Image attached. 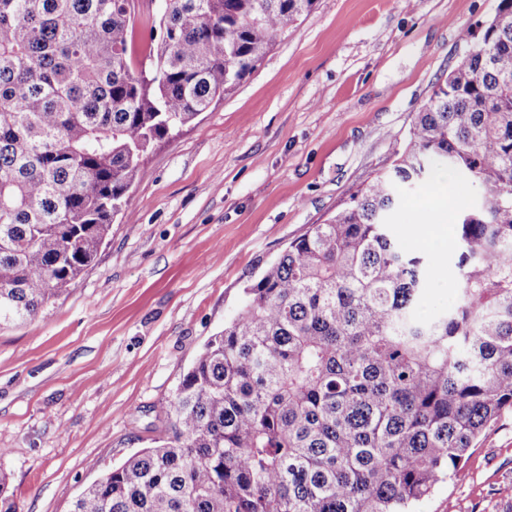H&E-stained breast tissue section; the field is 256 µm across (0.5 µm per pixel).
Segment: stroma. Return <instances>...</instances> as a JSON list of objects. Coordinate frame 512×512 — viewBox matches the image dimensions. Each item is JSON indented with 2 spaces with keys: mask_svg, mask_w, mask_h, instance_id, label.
<instances>
[{
  "mask_svg": "<svg viewBox=\"0 0 512 512\" xmlns=\"http://www.w3.org/2000/svg\"><path fill=\"white\" fill-rule=\"evenodd\" d=\"M498 0H315L253 74L156 144L94 264L35 320L0 325V497L71 512L74 496L164 436V408L198 352L288 243L389 167L461 31ZM431 186L390 232L430 261L418 312L457 303L459 249L410 232ZM464 480L414 512H512V412L478 437Z\"/></svg>",
  "mask_w": 512,
  "mask_h": 512,
  "instance_id": "35a3bbf8",
  "label": "stroma"
}]
</instances>
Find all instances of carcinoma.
<instances>
[{"label":"carcinoma","instance_id":"1","mask_svg":"<svg viewBox=\"0 0 512 512\" xmlns=\"http://www.w3.org/2000/svg\"><path fill=\"white\" fill-rule=\"evenodd\" d=\"M136 0H0V323L75 284L139 177L256 69L315 0H164L135 56ZM464 35L389 169L245 290L166 407L170 434L71 512H411L512 410V0ZM440 168L457 304L416 316L427 264L389 235L399 189Z\"/></svg>","mask_w":512,"mask_h":512}]
</instances>
